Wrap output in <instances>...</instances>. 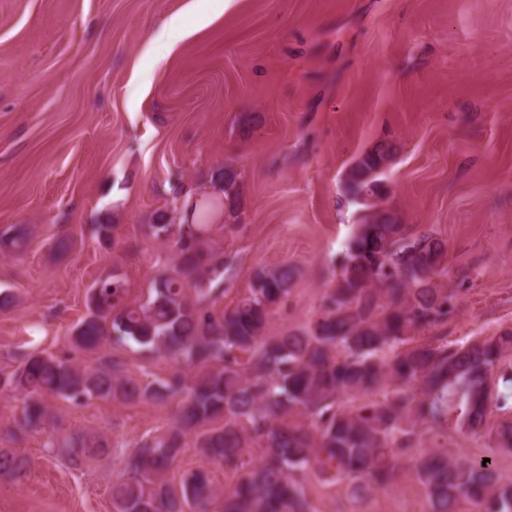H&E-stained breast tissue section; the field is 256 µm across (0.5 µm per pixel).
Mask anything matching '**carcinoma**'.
Instances as JSON below:
<instances>
[{"instance_id":"cac0c4a2","label":"carcinoma","mask_w":512,"mask_h":512,"mask_svg":"<svg viewBox=\"0 0 512 512\" xmlns=\"http://www.w3.org/2000/svg\"><path fill=\"white\" fill-rule=\"evenodd\" d=\"M399 150L398 142L381 140L348 168L347 194L364 199L361 222L319 314L279 334L268 325L293 291L298 270L291 264L259 269L243 297L217 308L231 262L208 244V225L220 209L239 210L240 191L235 170H214L211 181L222 195L193 206L195 229L174 237L165 213L150 225L154 238L173 244V273L154 280L138 304L127 300L121 279H104L68 336L82 352L132 342L169 355L177 370L143 385L107 355L81 369L31 352L0 377V391L24 395L12 432L44 430L48 401L56 398L180 399L173 426L124 457L126 477L112 485L114 512H312L310 473L346 481L367 497L392 487L407 459L428 512H459L462 502L473 512H512V479L495 462L461 461L446 448L421 451L430 434L448 429L453 399L461 398L459 425L472 434L483 431L491 406L507 407L488 379L512 358V329L463 345L437 333L456 316L461 289L443 285L447 243L379 204L383 162ZM27 240L24 226L0 231V248L19 252ZM187 288L195 291L191 301ZM190 436L202 458L237 474L234 485L223 490L197 469L183 475L180 489L172 487L167 475ZM106 448L90 435L65 446L75 464ZM27 466L25 457L0 451V474L20 478Z\"/></svg>"}]
</instances>
